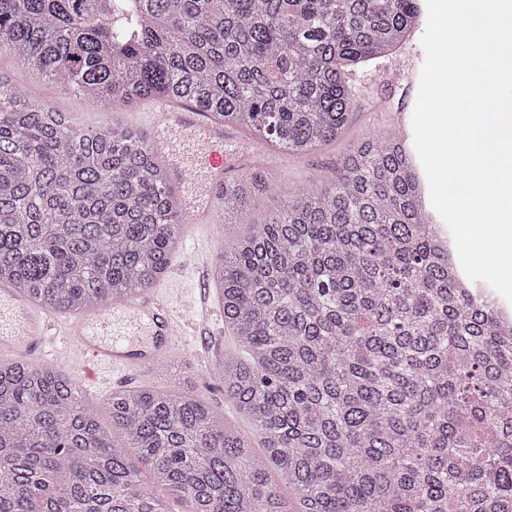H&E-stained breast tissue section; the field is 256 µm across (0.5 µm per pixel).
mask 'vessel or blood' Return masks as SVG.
Returning a JSON list of instances; mask_svg holds the SVG:
<instances>
[{"label": "vessel or blood", "instance_id": "vessel-or-blood-1", "mask_svg": "<svg viewBox=\"0 0 512 512\" xmlns=\"http://www.w3.org/2000/svg\"><path fill=\"white\" fill-rule=\"evenodd\" d=\"M143 119L151 147L168 163L172 184L193 198L192 205L183 212L187 223L207 221L211 217L208 187L222 184L225 169L238 158L235 141L225 133L223 123L212 120L207 113L165 98L147 102ZM178 129L190 131L207 146L195 168H188L180 159L181 154L191 152V145L174 148L166 139L167 133ZM200 302V313L184 321L166 295L151 291L69 319L42 311L29 297L0 283V350L28 360L40 359L48 338L58 335L66 338L70 351L82 362L138 371L169 356L179 332L198 331L210 321L208 290H201ZM143 333L151 339L149 350L134 349L129 337Z\"/></svg>", "mask_w": 512, "mask_h": 512}]
</instances>
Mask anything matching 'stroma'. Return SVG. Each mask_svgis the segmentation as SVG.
Here are the masks:
<instances>
[{"mask_svg":"<svg viewBox=\"0 0 512 512\" xmlns=\"http://www.w3.org/2000/svg\"><path fill=\"white\" fill-rule=\"evenodd\" d=\"M426 23L427 8L422 5L418 8L414 30L397 49L356 67L352 89L360 100V106L350 112L340 142L324 146L307 156L295 157L263 151L247 138L243 129L231 127L230 132L237 138L241 153L247 159L246 166L233 172V179L256 172L264 179L266 188L255 192L248 200L249 224L225 223L224 200L218 197L213 203L212 226H187L184 233L186 251L177 258L178 272L170 282L176 294L186 301L198 296L199 275L205 266L215 265L226 241L248 234L250 223L263 222L303 186L332 181L351 142L363 137H391L412 143L413 129L407 126L405 117L413 111L416 101L409 84L412 69L422 68L425 60L421 38ZM0 69L12 76L20 91L39 95L65 113L68 119L90 128L109 121L134 123L137 112L143 107L142 102L137 101L123 110L109 109L95 101L64 93L19 66L6 51L0 53ZM210 331V336L203 339L189 337L187 344L172 352L166 360L138 373L95 372L87 375L68 353L61 354L56 367L76 382L86 383L94 395L92 403L100 417H107V402L112 393L149 385L199 395L214 415L238 430L251 433V424L225 398L223 383L214 372L216 363L235 348V340L224 326L223 312H215Z\"/></svg>","mask_w":512,"mask_h":512,"instance_id":"stroma-1","label":"stroma"}]
</instances>
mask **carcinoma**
I'll return each mask as SVG.
<instances>
[{
    "instance_id": "1",
    "label": "carcinoma",
    "mask_w": 512,
    "mask_h": 512,
    "mask_svg": "<svg viewBox=\"0 0 512 512\" xmlns=\"http://www.w3.org/2000/svg\"><path fill=\"white\" fill-rule=\"evenodd\" d=\"M415 18V0H0V50L107 108L189 102L306 155L359 106L352 68ZM261 186L224 183V220ZM180 211L141 130L63 123L0 72V281L46 310L123 300L168 269ZM214 277L247 354L224 356V395L265 455L198 396L116 392L109 429L72 378L0 360V512H167L143 467L184 512H512V323L454 261L404 142L348 147Z\"/></svg>"
}]
</instances>
